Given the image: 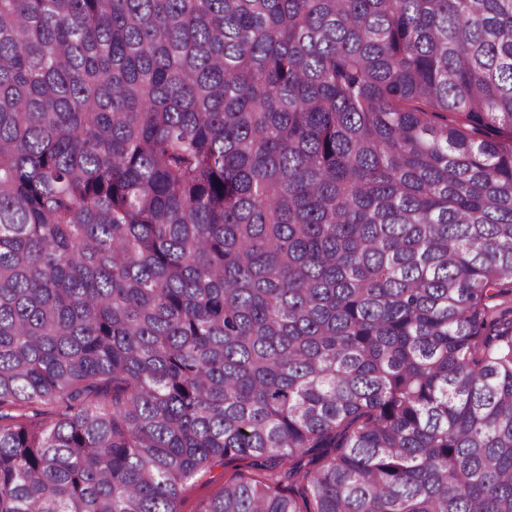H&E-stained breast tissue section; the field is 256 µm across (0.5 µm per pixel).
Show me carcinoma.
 <instances>
[{"label": "carcinoma", "instance_id": "obj_1", "mask_svg": "<svg viewBox=\"0 0 512 512\" xmlns=\"http://www.w3.org/2000/svg\"><path fill=\"white\" fill-rule=\"evenodd\" d=\"M512 512V0H0V512ZM253 473L250 459H235L226 461L224 467L217 466L207 474L196 476L182 491L181 512H196L201 504L217 495L224 480Z\"/></svg>", "mask_w": 512, "mask_h": 512}]
</instances>
